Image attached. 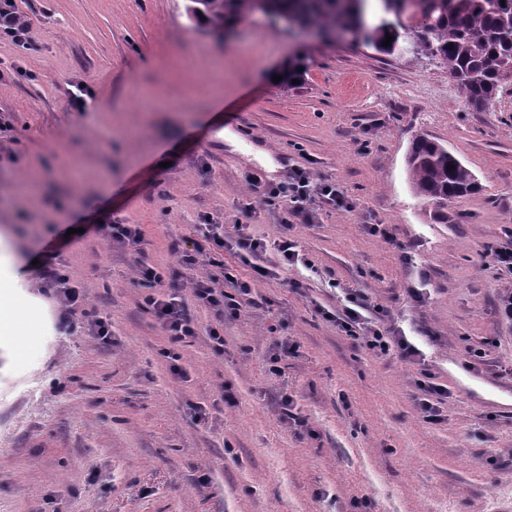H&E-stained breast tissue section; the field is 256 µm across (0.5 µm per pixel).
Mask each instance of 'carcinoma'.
<instances>
[{
    "label": "carcinoma",
    "instance_id": "1",
    "mask_svg": "<svg viewBox=\"0 0 512 512\" xmlns=\"http://www.w3.org/2000/svg\"><path fill=\"white\" fill-rule=\"evenodd\" d=\"M185 11L192 26L225 35L257 14L286 17L303 30L348 28L381 55L439 64L475 106L488 105L512 78V0H189ZM388 34L394 40L384 46ZM299 67L288 62L276 87H292ZM406 163L415 193L437 205L478 190L471 170L425 134L412 142Z\"/></svg>",
    "mask_w": 512,
    "mask_h": 512
}]
</instances>
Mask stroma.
<instances>
[{
	"mask_svg": "<svg viewBox=\"0 0 512 512\" xmlns=\"http://www.w3.org/2000/svg\"><path fill=\"white\" fill-rule=\"evenodd\" d=\"M184 5L15 0L36 47L0 40V121L13 127L0 137V226L28 264V350L17 359L0 341V512H512L500 309L512 270L486 253L512 245V81L477 109L432 61L257 15L220 37L191 28ZM299 57L301 81L280 91L271 73ZM422 133L481 186L442 222L409 182ZM296 170L339 185L353 210L322 203L313 223L282 224L266 193ZM204 217L225 239L245 224L270 245L252 266L214 253L251 283L241 314L195 304L210 267L172 260ZM115 221L139 227V251L80 231ZM285 234L305 263L272 250ZM142 261L199 336L163 334L136 283ZM50 264L84 289L77 311L61 306ZM352 293L417 355L346 335L336 319ZM98 318L111 342L91 332ZM430 382L442 394L427 396Z\"/></svg>",
	"mask_w": 512,
	"mask_h": 512,
	"instance_id": "stroma-1",
	"label": "stroma"
}]
</instances>
